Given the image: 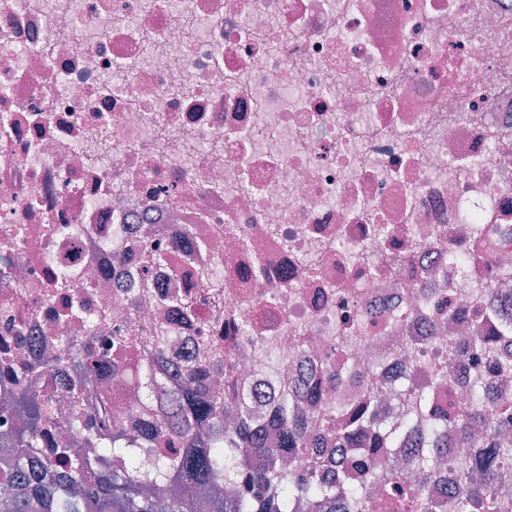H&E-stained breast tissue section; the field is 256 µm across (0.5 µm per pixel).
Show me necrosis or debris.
<instances>
[{"label":"necrosis or debris","mask_w":512,"mask_h":512,"mask_svg":"<svg viewBox=\"0 0 512 512\" xmlns=\"http://www.w3.org/2000/svg\"><path fill=\"white\" fill-rule=\"evenodd\" d=\"M75 309L170 363L219 349L261 405L349 397L329 363L378 373L409 435L365 493L419 482L431 415L478 379L512 394L467 354L512 317V0H0V364L52 351L46 448L78 437ZM102 389L127 423L139 389ZM493 439L474 424L425 494Z\"/></svg>","instance_id":"necrosis-or-debris-1"}]
</instances>
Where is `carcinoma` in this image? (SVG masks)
<instances>
[{"instance_id": "carcinoma-1", "label": "carcinoma", "mask_w": 512, "mask_h": 512, "mask_svg": "<svg viewBox=\"0 0 512 512\" xmlns=\"http://www.w3.org/2000/svg\"><path fill=\"white\" fill-rule=\"evenodd\" d=\"M88 336L76 345L74 368L92 372L104 369L121 375L123 363L106 361L107 350L93 345L95 322L85 321ZM512 344V320L500 324L498 335L478 336L472 349L499 369L512 368L511 357L497 348ZM145 392L162 387V381L179 382L181 390L168 413L138 420L143 437L166 441L170 451L141 460L131 448L124 428L108 418L107 398L86 401L77 415L83 447H60L44 458L37 448L42 421L52 412V401L35 392L16 395L22 426L0 443V512H293L305 501L315 512H370L362 495L369 474L354 478L349 463L372 454L375 448H396L400 429L383 426L362 398L357 405L340 401L336 407L311 418L304 405L316 400L309 389L286 401H273L269 413L256 410L254 393L233 381V366L213 351L205 364H192L164 374L145 362L136 366ZM213 372L228 375L230 389L222 396L205 389ZM473 406L452 418L432 420L425 447L408 459L421 481L405 483L390 476V492L404 498L411 512H434L423 491L432 474V458L458 444L467 443L471 425L484 421L499 435V447L475 449L461 471V487L454 492L447 512H508L509 505L496 493L498 470L512 460V394L501 395L495 417L483 413L484 392L472 386ZM279 431L276 446L269 447L264 432L269 425ZM341 449L337 477H318L319 449ZM123 462L121 470L105 467L106 458Z\"/></svg>"}]
</instances>
